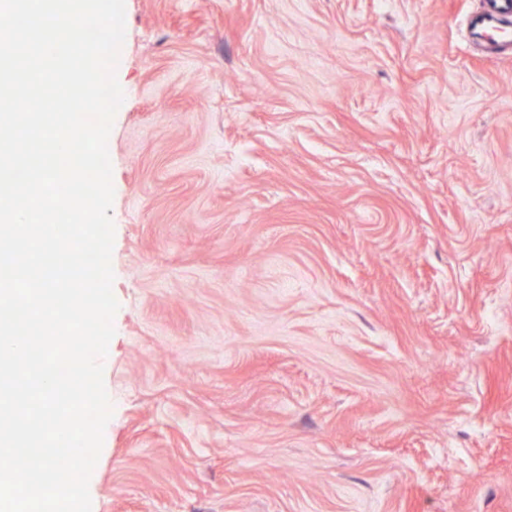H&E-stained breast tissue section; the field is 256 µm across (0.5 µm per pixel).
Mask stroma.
<instances>
[{"instance_id":"1","label":"stroma","mask_w":512,"mask_h":512,"mask_svg":"<svg viewBox=\"0 0 512 512\" xmlns=\"http://www.w3.org/2000/svg\"><path fill=\"white\" fill-rule=\"evenodd\" d=\"M481 0H125L92 512H512V53Z\"/></svg>"}]
</instances>
